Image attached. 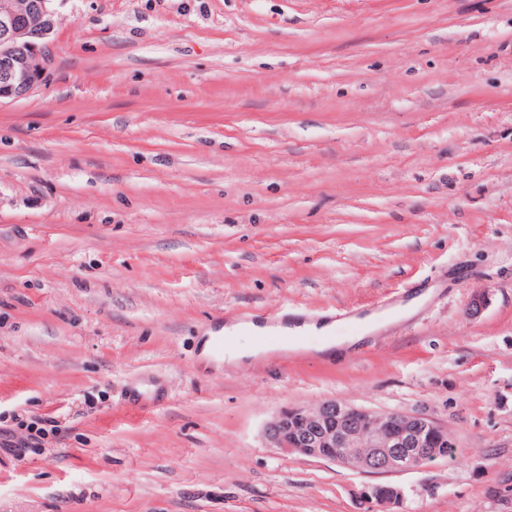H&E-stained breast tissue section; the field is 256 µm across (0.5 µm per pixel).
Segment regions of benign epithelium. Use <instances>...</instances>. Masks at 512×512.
Instances as JSON below:
<instances>
[{
	"label": "benign epithelium",
	"mask_w": 512,
	"mask_h": 512,
	"mask_svg": "<svg viewBox=\"0 0 512 512\" xmlns=\"http://www.w3.org/2000/svg\"><path fill=\"white\" fill-rule=\"evenodd\" d=\"M59 0H0V101L23 97L48 78ZM271 448L353 466L368 473L420 468L435 449L448 447V429L425 413L396 417L336 400L314 407H286L265 425ZM369 497L394 510L405 492L376 484Z\"/></svg>",
	"instance_id": "1"
}]
</instances>
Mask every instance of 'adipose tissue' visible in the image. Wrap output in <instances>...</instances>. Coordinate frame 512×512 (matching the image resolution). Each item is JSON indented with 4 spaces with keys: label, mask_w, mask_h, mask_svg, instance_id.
<instances>
[{
    "label": "adipose tissue",
    "mask_w": 512,
    "mask_h": 512,
    "mask_svg": "<svg viewBox=\"0 0 512 512\" xmlns=\"http://www.w3.org/2000/svg\"><path fill=\"white\" fill-rule=\"evenodd\" d=\"M433 294L425 289L400 301L390 309L377 313H357L346 320H335L322 314L307 318L272 321L256 318L246 322H229L216 333H210L201 347L206 363L222 366L226 363L248 364L268 356V349L257 345L260 336L278 337V350L296 352L326 351L337 346H353L383 326L414 314ZM223 340V351H216L214 343Z\"/></svg>",
    "instance_id": "obj_1"
}]
</instances>
